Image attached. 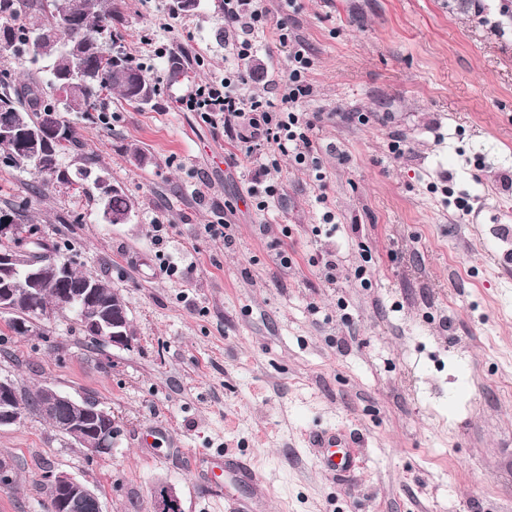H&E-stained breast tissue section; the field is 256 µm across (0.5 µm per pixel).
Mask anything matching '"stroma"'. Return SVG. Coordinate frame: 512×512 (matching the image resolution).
<instances>
[{"label":"stroma","mask_w":512,"mask_h":512,"mask_svg":"<svg viewBox=\"0 0 512 512\" xmlns=\"http://www.w3.org/2000/svg\"><path fill=\"white\" fill-rule=\"evenodd\" d=\"M118 2L160 90L141 107L106 96L104 123L68 113L62 164L96 155L130 220L1 164L0 208L23 207L38 238L119 293L132 340L91 344L68 313L19 335L0 313V376L91 399L120 436L94 456L36 417L0 429L15 472L0 512H48L59 472L104 512H153L164 487L182 512H227L189 459L218 450L254 463L265 512H512V0H261L313 60L302 109L321 162L283 157L266 176L228 161L223 127L178 109L152 47L173 23L189 76L258 62L269 98L286 52L266 40L237 59L214 0L174 20L172 0ZM265 177L281 191L260 211L249 190ZM228 205L231 239L207 237ZM156 220L171 226L160 242ZM331 428L357 441L352 472L317 465L309 436Z\"/></svg>","instance_id":"stroma-1"}]
</instances>
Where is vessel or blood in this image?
Wrapping results in <instances>:
<instances>
[{
  "label": "vessel or blood",
  "instance_id": "b4317fda",
  "mask_svg": "<svg viewBox=\"0 0 512 512\" xmlns=\"http://www.w3.org/2000/svg\"><path fill=\"white\" fill-rule=\"evenodd\" d=\"M311 447L320 449L319 464L328 473H346L353 467V459L348 452L349 440L341 433L320 431L310 437ZM210 480L215 484L228 485L224 494L227 512H263L261 499L245 500L234 494L237 486H252L260 481V475L246 458L234 453H217L208 456Z\"/></svg>",
  "mask_w": 512,
  "mask_h": 512
}]
</instances>
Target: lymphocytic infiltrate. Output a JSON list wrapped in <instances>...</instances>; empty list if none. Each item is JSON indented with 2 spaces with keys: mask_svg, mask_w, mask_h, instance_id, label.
Segmentation results:
<instances>
[{
  "mask_svg": "<svg viewBox=\"0 0 512 512\" xmlns=\"http://www.w3.org/2000/svg\"><path fill=\"white\" fill-rule=\"evenodd\" d=\"M261 33L270 34L288 53V67L274 83L275 98L247 93L248 75L234 69L220 79L193 82L179 104L211 124H223L239 165L265 170L281 156L299 165L315 163L312 137L316 125L300 110L311 93L307 74L313 62L308 52L289 38L287 19H272L257 0H224V39L237 58L247 60L255 54L256 37Z\"/></svg>",
  "mask_w": 512,
  "mask_h": 512,
  "instance_id": "lymphocytic-infiltrate-1",
  "label": "lymphocytic infiltrate"
}]
</instances>
